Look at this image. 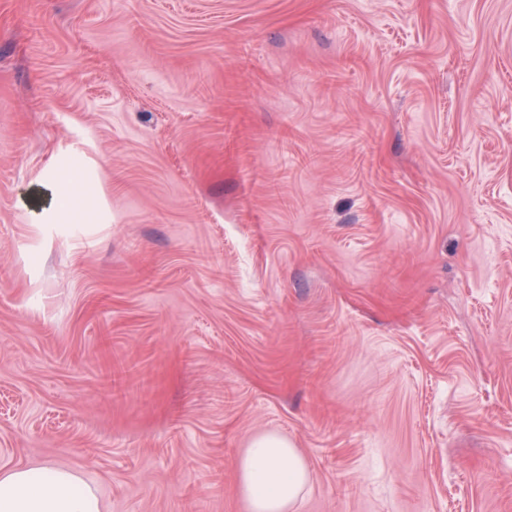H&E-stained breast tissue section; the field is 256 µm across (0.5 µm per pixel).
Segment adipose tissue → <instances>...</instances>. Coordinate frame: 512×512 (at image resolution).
I'll use <instances>...</instances> for the list:
<instances>
[{
    "label": "adipose tissue",
    "instance_id": "ef3b65f1",
    "mask_svg": "<svg viewBox=\"0 0 512 512\" xmlns=\"http://www.w3.org/2000/svg\"><path fill=\"white\" fill-rule=\"evenodd\" d=\"M235 467L249 512H295L311 485L303 454L274 432L255 435ZM0 512H105V505L77 472L37 464L0 470Z\"/></svg>",
    "mask_w": 512,
    "mask_h": 512
}]
</instances>
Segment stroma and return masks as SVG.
<instances>
[{
  "label": "stroma",
  "mask_w": 512,
  "mask_h": 512,
  "mask_svg": "<svg viewBox=\"0 0 512 512\" xmlns=\"http://www.w3.org/2000/svg\"><path fill=\"white\" fill-rule=\"evenodd\" d=\"M262 432L512 512V0H0V468L247 512Z\"/></svg>",
  "instance_id": "1"
}]
</instances>
